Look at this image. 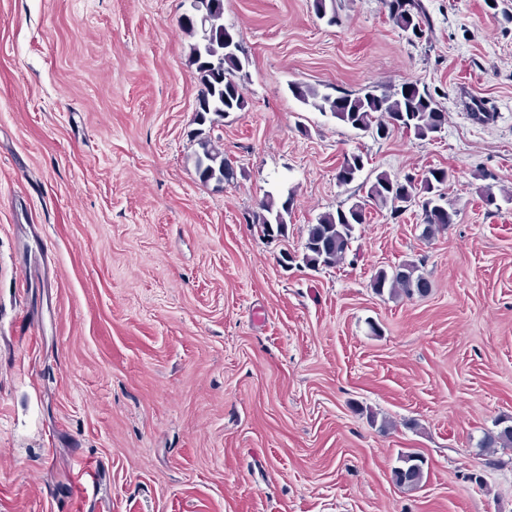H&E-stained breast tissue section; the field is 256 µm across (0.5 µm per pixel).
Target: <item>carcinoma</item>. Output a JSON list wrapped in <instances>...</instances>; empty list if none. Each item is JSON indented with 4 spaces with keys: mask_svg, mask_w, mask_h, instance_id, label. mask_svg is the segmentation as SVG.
I'll return each instance as SVG.
<instances>
[{
    "mask_svg": "<svg viewBox=\"0 0 512 512\" xmlns=\"http://www.w3.org/2000/svg\"><path fill=\"white\" fill-rule=\"evenodd\" d=\"M214 7L209 9L207 27L210 35L203 40L199 26L191 17H184L183 26L195 37L190 45V63L195 66L200 85L197 97L196 121L204 125L207 115L214 112L225 115L229 112H242L247 101L242 92L241 79L248 60L236 48L229 47L234 36L224 28L223 0H212ZM389 15L393 24L404 32L417 36L429 19L420 0H389ZM291 93L302 103L311 104L321 112L328 111L338 121L353 129L369 132L383 127L396 129L414 136L418 140L432 141L441 132L446 112L433 94L417 82H406L394 92L375 91L345 93L340 96L321 94L308 85L293 84ZM200 151L195 153L194 166L199 181L208 185L230 183L235 179L234 168L224 158L221 151L204 132H197ZM340 168L344 172L343 184L353 182L364 168L363 155L351 153L343 156ZM409 188L398 184V178L382 172L367 191V198L379 207L391 206V211L400 213L412 205H418L419 217L424 224L421 236L425 239L448 229L457 212L441 205L444 195L441 186L448 181V172L443 168L427 170L421 179L405 177ZM286 198L277 203L271 196L261 201L259 211L253 214L252 223L256 224L263 235L270 228L287 227L286 216L290 207ZM364 212V203L354 202L347 208L325 212L309 225L304 244L303 262L311 268L334 267L349 251L354 223L348 218L356 212ZM390 293L410 297L416 293L424 294L429 285L419 273L414 262H405L387 272L380 270L373 277V288L379 293L384 288ZM479 455L483 456V467L500 469L507 462L498 456V449L512 448V425H506L492 436L487 434L478 441ZM399 460L403 468H395V483L414 490L420 487L423 478V459L414 453H402Z\"/></svg>",
    "mask_w": 512,
    "mask_h": 512,
    "instance_id": "cac0c4a2",
    "label": "carcinoma"
}]
</instances>
